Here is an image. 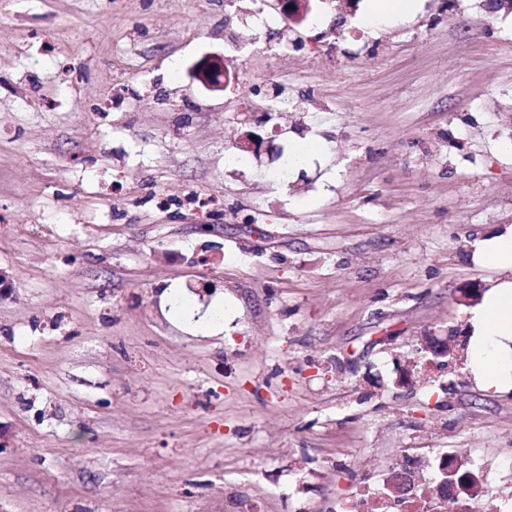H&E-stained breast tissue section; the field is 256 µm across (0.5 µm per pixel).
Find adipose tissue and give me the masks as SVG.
<instances>
[{
	"label": "adipose tissue",
	"instance_id": "adipose-tissue-1",
	"mask_svg": "<svg viewBox=\"0 0 512 512\" xmlns=\"http://www.w3.org/2000/svg\"><path fill=\"white\" fill-rule=\"evenodd\" d=\"M468 323L475 379L486 388L512 389V278L491 285Z\"/></svg>",
	"mask_w": 512,
	"mask_h": 512
}]
</instances>
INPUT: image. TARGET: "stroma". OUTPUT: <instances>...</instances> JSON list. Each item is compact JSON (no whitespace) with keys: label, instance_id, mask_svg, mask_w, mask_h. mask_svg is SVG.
I'll list each match as a JSON object with an SVG mask.
<instances>
[{"label":"stroma","instance_id":"35a3bbf8","mask_svg":"<svg viewBox=\"0 0 512 512\" xmlns=\"http://www.w3.org/2000/svg\"><path fill=\"white\" fill-rule=\"evenodd\" d=\"M253 2L0 0V512H337L443 453L512 500L456 299L506 276L512 10L310 0L230 47ZM193 81L208 91H224L230 78L224 70V58L217 54H207L198 60L191 69ZM477 260L485 267L512 271V230L486 239Z\"/></svg>","mask_w":512,"mask_h":512}]
</instances>
